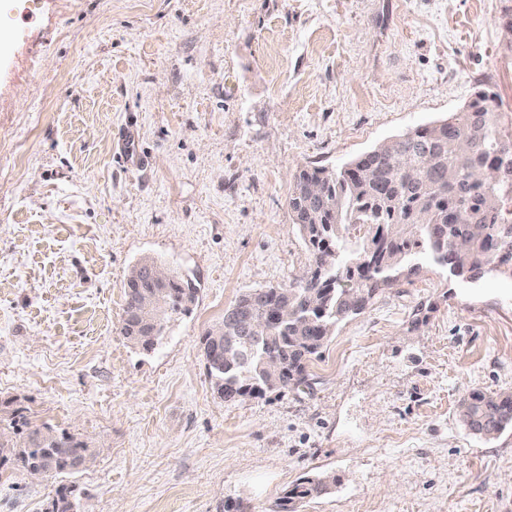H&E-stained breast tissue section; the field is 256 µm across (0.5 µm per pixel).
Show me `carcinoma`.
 Wrapping results in <instances>:
<instances>
[{
  "label": "carcinoma",
  "instance_id": "obj_1",
  "mask_svg": "<svg viewBox=\"0 0 512 512\" xmlns=\"http://www.w3.org/2000/svg\"><path fill=\"white\" fill-rule=\"evenodd\" d=\"M509 175L496 179L490 168ZM288 214L311 252L312 264L277 297L288 306L283 327H261V308L250 309L258 347L283 354L270 366L256 355L239 361L242 347L231 327L227 356L205 360L212 388L225 401L266 390L285 391L304 382L307 367L336 330L361 314L376 295L419 271L411 264L429 254L458 276L512 274V138L505 134L494 99L480 94L461 112L395 138L357 156L336 173L300 168L293 176ZM163 288L127 284L121 335L150 352L165 335L168 315L187 313L197 285L168 270ZM469 428L487 438L512 427V394L471 392L461 400ZM16 456L30 475L64 472L92 453L71 434L30 430L22 444L0 432V455ZM46 512H77L62 492Z\"/></svg>",
  "mask_w": 512,
  "mask_h": 512
}]
</instances>
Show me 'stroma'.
Here are the masks:
<instances>
[{
  "label": "stroma",
  "instance_id": "stroma-1",
  "mask_svg": "<svg viewBox=\"0 0 512 512\" xmlns=\"http://www.w3.org/2000/svg\"><path fill=\"white\" fill-rule=\"evenodd\" d=\"M0 420L75 434L91 462L0 463V512H512V277L420 273L342 324L305 384L217 397L202 338L311 264L293 173L340 169L461 111L512 115V0H8L0 12ZM134 132L146 166L127 164ZM199 285L155 350L120 333L132 265ZM463 419L469 428L487 438H492L512 428V394L497 396L471 392L461 400Z\"/></svg>",
  "mask_w": 512,
  "mask_h": 512
}]
</instances>
